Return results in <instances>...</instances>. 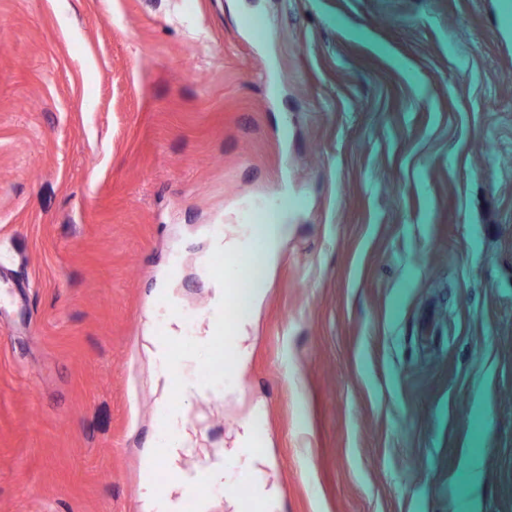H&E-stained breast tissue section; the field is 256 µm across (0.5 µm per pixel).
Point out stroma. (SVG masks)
Wrapping results in <instances>:
<instances>
[{"instance_id":"stroma-1","label":"stroma","mask_w":512,"mask_h":512,"mask_svg":"<svg viewBox=\"0 0 512 512\" xmlns=\"http://www.w3.org/2000/svg\"><path fill=\"white\" fill-rule=\"evenodd\" d=\"M288 210L184 372L185 473L252 512H512V0H0V512H145L157 289ZM282 221L270 220L267 224H253L247 235L258 244L256 252L257 259L273 261L279 251L282 238L288 232V224H281ZM244 234H241L237 227L231 228L230 233L224 230L219 237L213 239L214 251L223 250L225 254L233 256L236 255L244 246ZM257 432L254 427L249 426L244 433L239 436L238 457L244 456V465L250 473L249 496L260 504V508L265 512H274L276 508V499L272 490L267 487L265 472L256 464L259 461L253 452Z\"/></svg>"}]
</instances>
